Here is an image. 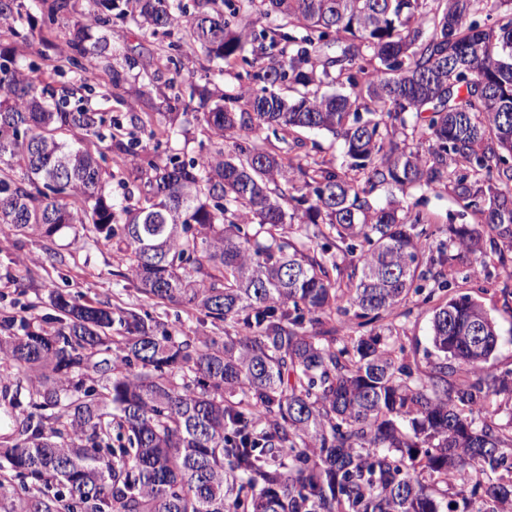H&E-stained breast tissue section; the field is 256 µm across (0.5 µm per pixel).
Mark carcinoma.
<instances>
[{
    "label": "carcinoma",
    "instance_id": "1",
    "mask_svg": "<svg viewBox=\"0 0 512 512\" xmlns=\"http://www.w3.org/2000/svg\"><path fill=\"white\" fill-rule=\"evenodd\" d=\"M23 8L0 0V28L27 42ZM253 13L281 24L248 32ZM114 18L182 31L171 81L188 85L212 149L151 155L136 106L150 62L92 38ZM198 49L219 66L183 72L178 57ZM248 49L253 86L219 92ZM59 62L71 108L0 51V232L50 240L78 225L76 250L115 243L146 302L224 331L161 332L147 313L55 291L48 313L38 300L1 314L14 429L0 512H512V410L487 419L491 398L512 404V370L490 364L500 336L483 304L433 308L426 370L379 324L427 283L449 288L453 251L482 270L512 251V0H89ZM102 70L128 86L124 124L84 104ZM264 129L329 133L346 170L241 145ZM74 131L109 140L123 166L61 138ZM382 186L447 193L474 222L428 257L416 227L429 218L374 204ZM333 313L366 333L327 326Z\"/></svg>",
    "mask_w": 512,
    "mask_h": 512
}]
</instances>
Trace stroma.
<instances>
[{
    "label": "stroma",
    "mask_w": 512,
    "mask_h": 512,
    "mask_svg": "<svg viewBox=\"0 0 512 512\" xmlns=\"http://www.w3.org/2000/svg\"><path fill=\"white\" fill-rule=\"evenodd\" d=\"M68 13L58 16L46 36L52 46L43 54H35L33 46L21 42L9 33L0 34V47L15 54L21 62L38 60L41 66L40 77L44 82L61 88L71 82L69 74L55 71L54 65L65 47V42L74 23L85 12V0H70ZM111 36L122 49L134 51L152 63L155 80L148 95L144 96L138 109L142 112H155L160 103L159 95L164 84L173 76L166 53L159 40L142 38L133 23H116ZM157 152L158 161L167 156L177 155L187 159L200 150L209 148L210 142L197 122H190L186 132L173 134L171 138H160ZM254 146L276 149L291 163L304 162L307 156L325 160L333 166H341V144L324 132H302L291 135L287 142L258 135ZM409 210H422L429 214L433 222L428 230L432 244L447 241L448 227L470 223L469 213L449 195H421L419 190H408L401 198ZM74 230L59 232L54 242L28 236L20 239L0 238V310L13 309L18 296L32 300L35 297H48L58 290L64 293H82L112 305L129 308H147L151 315L160 317L169 329L186 330L190 334L211 333V324L189 316L174 306L143 305L133 284L124 276L126 265L121 262L111 244L101 243L88 253H75ZM471 254L463 255L457 264L458 274L450 291L456 296H469L482 302L496 322L501 335V346L493 360L502 371L512 370V265L503 267L490 262L487 272L481 278L468 277L467 272L474 262ZM430 307L423 304L421 297H413L405 304L383 318L394 334L400 336L407 355L415 357L421 367H428L436 359L430 342Z\"/></svg>",
    "instance_id": "stroma-1"
}]
</instances>
